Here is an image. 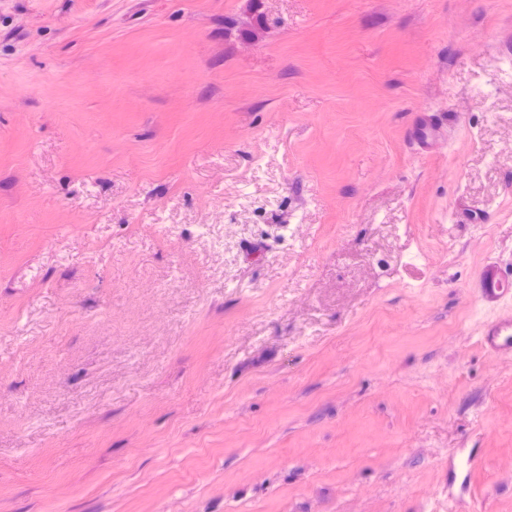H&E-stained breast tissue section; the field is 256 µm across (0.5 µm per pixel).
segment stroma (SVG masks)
Segmentation results:
<instances>
[{
    "mask_svg": "<svg viewBox=\"0 0 512 512\" xmlns=\"http://www.w3.org/2000/svg\"><path fill=\"white\" fill-rule=\"evenodd\" d=\"M489 271L512 0H0V512H512ZM439 133L440 127L434 122L431 116L425 115L414 125L411 136L417 143L427 145L434 143Z\"/></svg>",
    "mask_w": 512,
    "mask_h": 512,
    "instance_id": "stroma-1",
    "label": "stroma"
}]
</instances>
